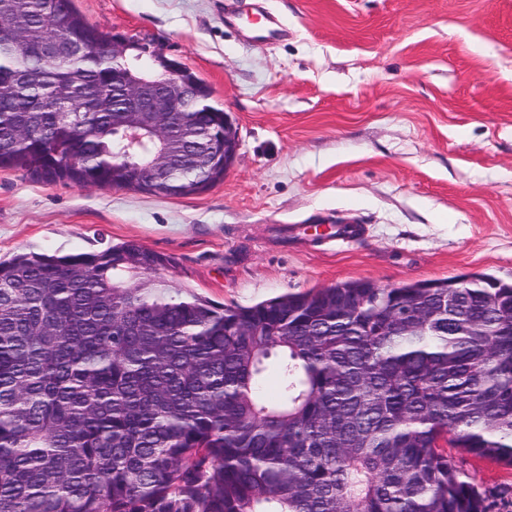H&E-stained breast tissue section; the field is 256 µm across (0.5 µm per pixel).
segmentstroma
Returning a JSON list of instances; mask_svg holds the SVG:
<instances>
[{
	"label": "stroma",
	"mask_w": 512,
	"mask_h": 512,
	"mask_svg": "<svg viewBox=\"0 0 512 512\" xmlns=\"http://www.w3.org/2000/svg\"><path fill=\"white\" fill-rule=\"evenodd\" d=\"M76 5L204 81L238 156L188 197L0 169L1 259L134 241L173 258L170 281L239 306L357 279L512 280V0ZM312 224L364 231L347 244ZM452 455L491 512H512V467Z\"/></svg>",
	"instance_id": "obj_1"
}]
</instances>
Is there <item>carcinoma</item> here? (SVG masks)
Listing matches in <instances>:
<instances>
[{"mask_svg":"<svg viewBox=\"0 0 512 512\" xmlns=\"http://www.w3.org/2000/svg\"><path fill=\"white\" fill-rule=\"evenodd\" d=\"M0 17V168L164 197L224 180L200 79L182 72L192 111L131 143L127 68L75 0ZM64 33L83 51L43 56ZM172 263L134 242L0 260V512H488L448 448L512 466V282L237 306L166 280ZM423 310L424 330L391 329Z\"/></svg>","mask_w":512,"mask_h":512,"instance_id":"cac0c4a2","label":"carcinoma"}]
</instances>
